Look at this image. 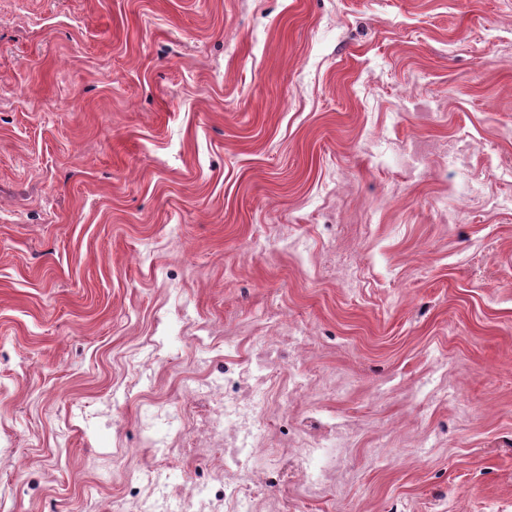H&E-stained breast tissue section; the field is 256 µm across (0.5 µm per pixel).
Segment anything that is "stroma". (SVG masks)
Masks as SVG:
<instances>
[{
    "label": "stroma",
    "instance_id": "35a3bbf8",
    "mask_svg": "<svg viewBox=\"0 0 512 512\" xmlns=\"http://www.w3.org/2000/svg\"><path fill=\"white\" fill-rule=\"evenodd\" d=\"M286 324L281 512H512V0H0V512L204 478L141 426Z\"/></svg>",
    "mask_w": 512,
    "mask_h": 512
}]
</instances>
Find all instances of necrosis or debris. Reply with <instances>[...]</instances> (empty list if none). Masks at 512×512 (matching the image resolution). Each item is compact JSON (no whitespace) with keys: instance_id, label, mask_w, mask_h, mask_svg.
Listing matches in <instances>:
<instances>
[{"instance_id":"necrosis-or-debris-1","label":"necrosis or debris","mask_w":512,"mask_h":512,"mask_svg":"<svg viewBox=\"0 0 512 512\" xmlns=\"http://www.w3.org/2000/svg\"><path fill=\"white\" fill-rule=\"evenodd\" d=\"M302 350L290 331L258 341L248 359L228 362L218 376L209 377L187 389L186 399L206 394L210 404L192 430L174 437V448L220 451L224 466L202 485L193 488L170 486L159 477L148 476L144 485L149 512H164L170 497H183L190 512H241L245 502L262 500L263 512H279L277 503L262 499L265 488L291 479L302 484L308 497H316L336 480L335 461L344 438L335 426L317 427V443L306 438L287 440V471L274 472L250 468L243 460L262 452V429L271 415L261 397L267 381L265 369L281 364L283 359L301 358Z\"/></svg>"}]
</instances>
